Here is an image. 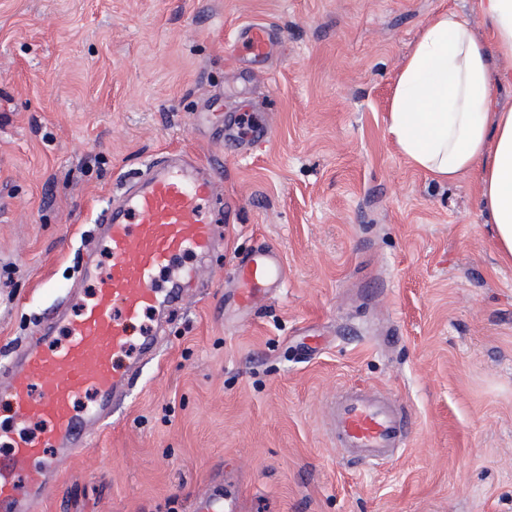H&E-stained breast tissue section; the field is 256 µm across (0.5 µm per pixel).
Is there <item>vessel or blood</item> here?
<instances>
[{
  "mask_svg": "<svg viewBox=\"0 0 512 512\" xmlns=\"http://www.w3.org/2000/svg\"><path fill=\"white\" fill-rule=\"evenodd\" d=\"M271 42L261 24L240 28L236 38L256 58ZM216 185L196 161L165 156L131 181L119 204L100 211L94 241L112 258L108 273L83 265L81 281L95 288L78 312L61 305L45 313L0 364V408L9 413L0 422V512H41L68 460L89 446L113 402L137 382L144 359L156 352L160 325L188 294L184 280L198 279L195 261L213 249ZM285 277L281 254L257 246L235 264L228 299L255 309ZM146 315L156 325L139 330ZM328 418L348 463H384L407 446L409 412L377 390H345L330 402Z\"/></svg>",
  "mask_w": 512,
  "mask_h": 512,
  "instance_id": "b4317fda",
  "label": "vessel or blood"
}]
</instances>
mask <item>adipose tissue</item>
I'll list each match as a JSON object with an SVG mask.
<instances>
[{
	"label": "adipose tissue",
	"mask_w": 512,
	"mask_h": 512,
	"mask_svg": "<svg viewBox=\"0 0 512 512\" xmlns=\"http://www.w3.org/2000/svg\"><path fill=\"white\" fill-rule=\"evenodd\" d=\"M479 38L453 9L435 15L399 71L387 129L398 151L436 183L476 176L500 259L512 263V107L493 89L512 82L494 59L512 60V0H473Z\"/></svg>",
	"instance_id": "obj_1"
}]
</instances>
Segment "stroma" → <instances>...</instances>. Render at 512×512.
I'll list each match as a JSON object with an SVG mask.
<instances>
[{
  "mask_svg": "<svg viewBox=\"0 0 512 512\" xmlns=\"http://www.w3.org/2000/svg\"><path fill=\"white\" fill-rule=\"evenodd\" d=\"M450 8L487 36L471 0H0V347L76 286L98 211L161 152L224 191L212 277L45 512H512V264L474 178L435 183L386 123ZM251 23L275 36L259 59L233 51ZM261 241L283 287L225 308ZM349 386L410 408L402 455L342 464L325 415Z\"/></svg>",
  "mask_w": 512,
  "mask_h": 512,
  "instance_id": "obj_1",
  "label": "stroma"
}]
</instances>
